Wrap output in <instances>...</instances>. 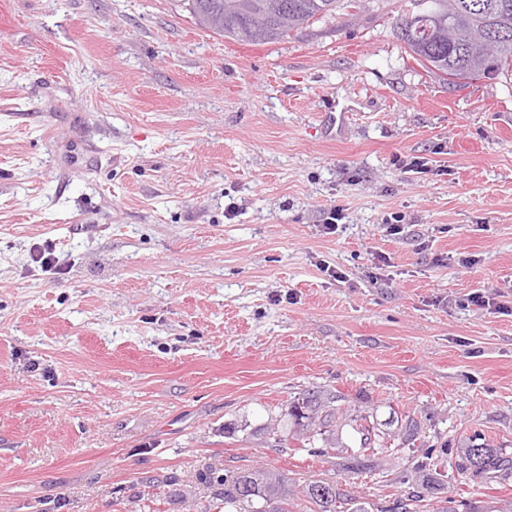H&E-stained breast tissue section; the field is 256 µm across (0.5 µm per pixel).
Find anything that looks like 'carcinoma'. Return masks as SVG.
<instances>
[{"instance_id": "1", "label": "carcinoma", "mask_w": 512, "mask_h": 512, "mask_svg": "<svg viewBox=\"0 0 512 512\" xmlns=\"http://www.w3.org/2000/svg\"><path fill=\"white\" fill-rule=\"evenodd\" d=\"M194 22L202 29L249 44L276 42L335 13L337 5L364 11L372 0H187ZM397 38L428 72L454 86L483 76H512V0H404L395 24ZM498 38L499 50L485 52L486 42ZM338 397L321 391L304 392L287 403L294 428L273 429L274 447L334 458L342 470L359 474L369 461L390 451L391 439L374 424L354 428V445L343 443L339 430L350 409L336 405ZM428 448L415 462L422 491L385 503L352 497L334 481L319 480L303 488L312 512H425V496L442 493L447 475L431 471ZM459 468L474 476L512 471V458L501 448L469 442L459 451ZM224 512H290L285 477L264 469H242L206 476Z\"/></svg>"}]
</instances>
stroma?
<instances>
[{
	"label": "stroma",
	"instance_id": "stroma-1",
	"mask_svg": "<svg viewBox=\"0 0 512 512\" xmlns=\"http://www.w3.org/2000/svg\"><path fill=\"white\" fill-rule=\"evenodd\" d=\"M9 2L0 512H217L211 469L284 474L292 512L322 479L415 490L412 447L378 479L269 447L324 389L417 420L449 499L512 505V474L457 468L473 437L512 456V311L466 302L512 283V77L428 73L401 0L246 56L185 0Z\"/></svg>",
	"mask_w": 512,
	"mask_h": 512
}]
</instances>
